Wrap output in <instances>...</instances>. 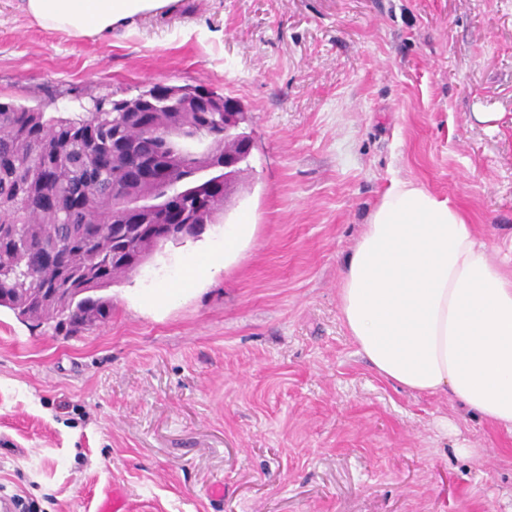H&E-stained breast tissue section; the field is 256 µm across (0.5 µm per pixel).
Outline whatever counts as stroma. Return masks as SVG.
I'll use <instances>...</instances> for the list:
<instances>
[{
    "label": "stroma",
    "mask_w": 512,
    "mask_h": 512,
    "mask_svg": "<svg viewBox=\"0 0 512 512\" xmlns=\"http://www.w3.org/2000/svg\"><path fill=\"white\" fill-rule=\"evenodd\" d=\"M157 83L234 100L249 167L222 222L105 289L104 324L65 336L0 308V496L94 512L117 484L130 512H512V433L379 375L338 302L394 178L448 195L504 260L512 0H178L82 38L0 0V101L75 112ZM170 285L175 303L143 305Z\"/></svg>",
    "instance_id": "stroma-1"
}]
</instances>
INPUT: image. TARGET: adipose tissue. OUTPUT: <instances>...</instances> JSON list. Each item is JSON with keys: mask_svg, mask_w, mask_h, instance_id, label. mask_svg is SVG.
Listing matches in <instances>:
<instances>
[{"mask_svg": "<svg viewBox=\"0 0 512 512\" xmlns=\"http://www.w3.org/2000/svg\"><path fill=\"white\" fill-rule=\"evenodd\" d=\"M175 0H25L44 28L111 31ZM342 322L374 369L417 393H448L512 431V270L492 259L459 207L391 180L340 281Z\"/></svg>", "mask_w": 512, "mask_h": 512, "instance_id": "obj_1", "label": "adipose tissue"}]
</instances>
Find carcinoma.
Listing matches in <instances>:
<instances>
[{
	"instance_id": "carcinoma-1",
	"label": "carcinoma",
	"mask_w": 512,
	"mask_h": 512,
	"mask_svg": "<svg viewBox=\"0 0 512 512\" xmlns=\"http://www.w3.org/2000/svg\"><path fill=\"white\" fill-rule=\"evenodd\" d=\"M190 85H153L137 112L49 116L0 102V307L56 332L112 317V299L87 293L136 271L138 254L163 247L158 224H131L112 197L152 194L182 223L224 214L223 174L196 179L223 157L183 139L224 130L222 112H183Z\"/></svg>"
}]
</instances>
